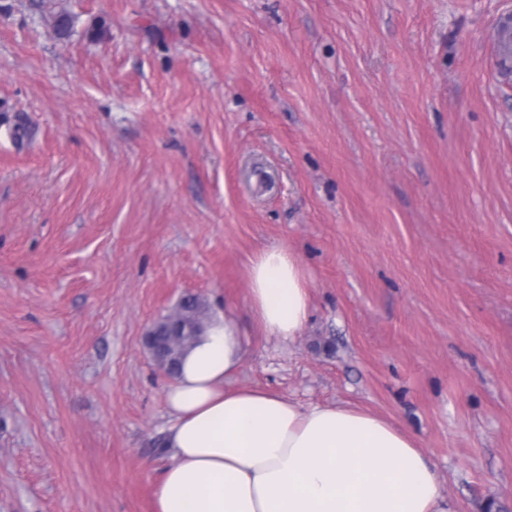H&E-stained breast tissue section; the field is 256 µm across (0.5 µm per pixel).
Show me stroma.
Masks as SVG:
<instances>
[{"instance_id":"obj_1","label":"stroma","mask_w":512,"mask_h":512,"mask_svg":"<svg viewBox=\"0 0 512 512\" xmlns=\"http://www.w3.org/2000/svg\"><path fill=\"white\" fill-rule=\"evenodd\" d=\"M511 9L0 0V512H154L143 336L186 294L251 333L233 386L383 417L458 512H512ZM273 246L290 342L252 333ZM249 299L263 336L293 340L310 318L308 276L295 254L285 246L258 253L249 266Z\"/></svg>"}]
</instances>
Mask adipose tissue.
I'll return each mask as SVG.
<instances>
[{
  "label": "adipose tissue",
  "mask_w": 512,
  "mask_h": 512,
  "mask_svg": "<svg viewBox=\"0 0 512 512\" xmlns=\"http://www.w3.org/2000/svg\"><path fill=\"white\" fill-rule=\"evenodd\" d=\"M249 279L263 335L299 336L311 303L295 254L261 251ZM245 343L231 319L212 321L167 384L170 460L156 512H458L413 437L390 421L232 387Z\"/></svg>",
  "instance_id": "1"
}]
</instances>
